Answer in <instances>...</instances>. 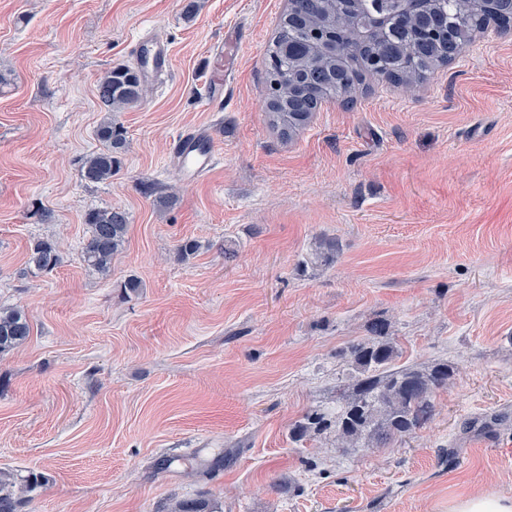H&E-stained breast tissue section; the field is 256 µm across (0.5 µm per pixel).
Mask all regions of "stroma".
Returning <instances> with one entry per match:
<instances>
[{
  "mask_svg": "<svg viewBox=\"0 0 512 512\" xmlns=\"http://www.w3.org/2000/svg\"><path fill=\"white\" fill-rule=\"evenodd\" d=\"M198 4L187 19L183 0H0V308L32 327L0 357V470L45 478L22 512L200 497L217 512H448L476 489L512 496V33L411 88L326 100L286 141L265 52L287 0ZM231 27L243 40L212 104L209 50ZM147 33L172 68L111 115L128 150L110 182L86 183L108 116L97 80L137 65ZM191 126L219 157L193 182L174 158ZM106 207L129 226L103 275L80 254L85 214ZM58 237L61 265L30 269V245ZM186 239L201 247L183 261ZM376 320L397 365H454L433 420L388 448L294 439L350 394L347 348Z\"/></svg>",
  "mask_w": 512,
  "mask_h": 512,
  "instance_id": "35a3bbf8",
  "label": "stroma"
}]
</instances>
